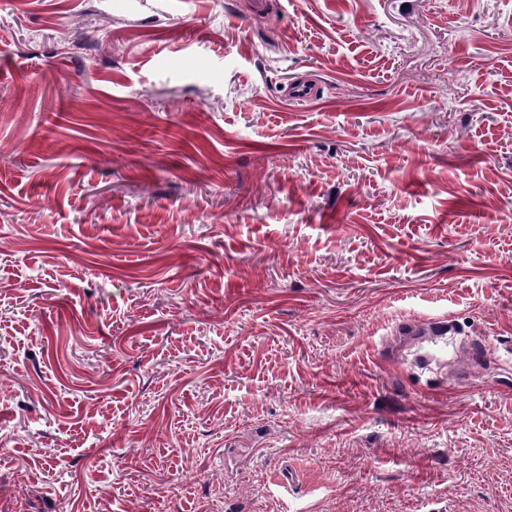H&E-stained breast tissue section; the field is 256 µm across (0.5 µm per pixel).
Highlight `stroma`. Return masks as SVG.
I'll list each match as a JSON object with an SVG mask.
<instances>
[{
    "label": "stroma",
    "instance_id": "35a3bbf8",
    "mask_svg": "<svg viewBox=\"0 0 512 512\" xmlns=\"http://www.w3.org/2000/svg\"><path fill=\"white\" fill-rule=\"evenodd\" d=\"M202 499L512 502V0H0V508Z\"/></svg>",
    "mask_w": 512,
    "mask_h": 512
}]
</instances>
